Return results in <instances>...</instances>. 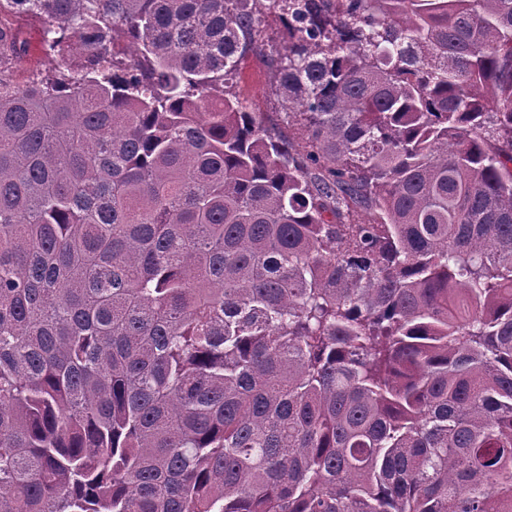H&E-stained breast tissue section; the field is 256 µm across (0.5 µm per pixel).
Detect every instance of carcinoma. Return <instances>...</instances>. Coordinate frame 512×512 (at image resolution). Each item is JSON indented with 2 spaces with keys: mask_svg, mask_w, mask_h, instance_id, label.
<instances>
[{
  "mask_svg": "<svg viewBox=\"0 0 512 512\" xmlns=\"http://www.w3.org/2000/svg\"><path fill=\"white\" fill-rule=\"evenodd\" d=\"M4 13L0 512H512V0ZM261 38L267 44L266 51L263 54L249 52L246 55L232 89L251 112H263L268 126L276 128L296 142H301L300 131L292 123L288 125V109L282 106L280 98L273 90L275 79L270 51L288 42V29L280 22L277 14L265 16ZM7 19L16 28L28 45V52L23 61L14 66L13 74L28 78L44 72L51 65L44 51V26L36 21L22 16L9 15Z\"/></svg>",
  "mask_w": 512,
  "mask_h": 512,
  "instance_id": "carcinoma-1",
  "label": "carcinoma"
}]
</instances>
